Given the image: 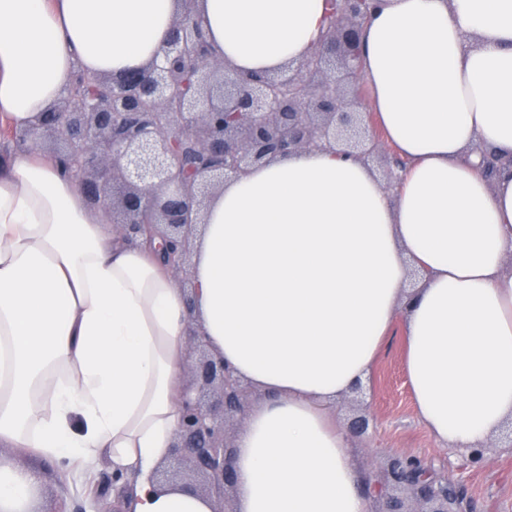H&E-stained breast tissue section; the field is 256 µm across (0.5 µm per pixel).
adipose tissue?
<instances>
[{"instance_id":"1","label":"adipose tissue","mask_w":512,"mask_h":512,"mask_svg":"<svg viewBox=\"0 0 512 512\" xmlns=\"http://www.w3.org/2000/svg\"><path fill=\"white\" fill-rule=\"evenodd\" d=\"M329 0H195L213 56L300 67ZM180 0H0V123H35L76 71L160 59ZM359 61L367 106L404 158L310 150L225 180L191 240L194 293L157 243L128 242L55 158L0 163V512H38L40 463L134 475L123 512H212L159 486L191 333L262 393L233 447L235 512H371L336 401L372 374L397 311L417 416L441 446L512 422V0H376Z\"/></svg>"}]
</instances>
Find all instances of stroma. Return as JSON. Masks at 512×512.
<instances>
[{
    "mask_svg": "<svg viewBox=\"0 0 512 512\" xmlns=\"http://www.w3.org/2000/svg\"><path fill=\"white\" fill-rule=\"evenodd\" d=\"M401 320H394L368 383L358 400L370 404L374 415L366 434L351 442L353 451L373 479L386 477L389 460L408 455L441 469L464 491L472 512H512V450L505 435L492 437L481 467L468 466L463 448L437 445L420 423L404 367ZM112 497V464L102 460L92 473L51 467L39 498L49 512L58 494H65L70 512H89V488Z\"/></svg>",
    "mask_w": 512,
    "mask_h": 512,
    "instance_id": "1",
    "label": "stroma"
}]
</instances>
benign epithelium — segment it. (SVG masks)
<instances>
[{
    "label": "benign epithelium",
    "mask_w": 512,
    "mask_h": 512,
    "mask_svg": "<svg viewBox=\"0 0 512 512\" xmlns=\"http://www.w3.org/2000/svg\"><path fill=\"white\" fill-rule=\"evenodd\" d=\"M367 10V0H334L326 38L298 72L244 76L212 56L188 6L160 60L112 78L93 75L89 91L69 87L58 107L11 138L24 148L52 137L87 203L119 210L112 230L129 240L160 236L170 272L183 275L203 199L224 180L303 150L366 159L382 151L355 64ZM331 62L339 65L336 81ZM192 339L200 355L184 384L171 459L202 477V494L226 512L233 484L226 422L244 411L248 390L202 336ZM418 465L407 456L390 460L389 479L376 486L384 512H467L447 478H416Z\"/></svg>",
    "instance_id": "7a95c632"
}]
</instances>
